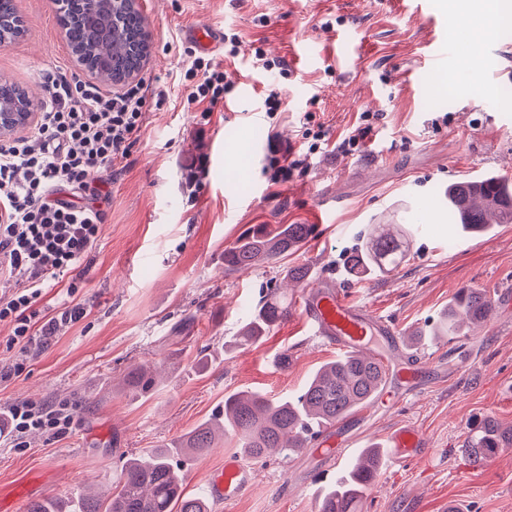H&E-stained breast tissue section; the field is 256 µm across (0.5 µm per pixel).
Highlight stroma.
Returning a JSON list of instances; mask_svg holds the SVG:
<instances>
[{
  "label": "stroma",
  "instance_id": "35a3bbf8",
  "mask_svg": "<svg viewBox=\"0 0 512 512\" xmlns=\"http://www.w3.org/2000/svg\"><path fill=\"white\" fill-rule=\"evenodd\" d=\"M454 3L428 0L418 10L409 0H139L152 39L141 78L164 92L165 103L147 112L128 156L102 175L105 220L77 292L46 290L43 306L79 303L85 317L34 357L0 323V368L12 370L0 381V415L29 400L63 404L74 420L54 436H0V512L106 490L127 458L179 439L229 393H296L337 356L298 313L255 345L235 342L264 289L293 296L284 266L343 273L350 299L404 336L435 323L461 287L493 295L512 288V224L460 236L438 194L452 169L464 179H512V23L484 45L477 72L463 70L464 44L447 26ZM15 4L27 33L0 47V78L27 89L40 88L49 70L85 79L53 0ZM188 24L239 35L237 57L210 55L235 88L207 115L185 106L179 82L190 62L182 47ZM258 47L283 58L289 75L254 69ZM448 75L456 87H437ZM271 89L284 105L269 117L261 104ZM365 112L379 119L360 152H337ZM306 127L323 128L319 151L292 180L272 183L273 149L301 146ZM418 205L428 211L409 261L388 275L347 274L342 254L360 233L401 223ZM255 224H311L315 232L283 263L225 271V247ZM188 316L193 324L180 329ZM201 353L203 370L195 367ZM416 358L437 364L440 378L396 410L371 404L344 424L360 449L411 423L435 453L385 462L361 512H512V448L480 465L461 451L471 421L491 416L512 425V309H495L468 335L425 342ZM140 364L158 381L145 396L126 385ZM239 454L228 437L187 460L188 490L203 492L225 456ZM320 465L307 449L251 462L253 486L221 512H318L321 487L310 477Z\"/></svg>",
  "mask_w": 512,
  "mask_h": 512
}]
</instances>
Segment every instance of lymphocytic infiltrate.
<instances>
[{
    "label": "lymphocytic infiltrate",
    "instance_id": "obj_1",
    "mask_svg": "<svg viewBox=\"0 0 512 512\" xmlns=\"http://www.w3.org/2000/svg\"><path fill=\"white\" fill-rule=\"evenodd\" d=\"M187 106L214 111L233 89L211 60L194 58L184 73ZM45 98L30 135L0 145V323L25 349L43 350L64 325L85 314L80 305L42 314L46 285L67 284L96 243L102 211L78 204L96 195L97 177L126 158L151 104L143 83L103 93L97 85L54 72L44 77ZM13 435L58 434L73 425L58 405L15 402L8 413Z\"/></svg>",
    "mask_w": 512,
    "mask_h": 512
}]
</instances>
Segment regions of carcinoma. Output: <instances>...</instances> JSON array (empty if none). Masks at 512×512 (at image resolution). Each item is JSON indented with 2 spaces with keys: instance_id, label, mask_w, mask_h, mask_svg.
Here are the masks:
<instances>
[{
  "instance_id": "cac0c4a2",
  "label": "carcinoma",
  "mask_w": 512,
  "mask_h": 512,
  "mask_svg": "<svg viewBox=\"0 0 512 512\" xmlns=\"http://www.w3.org/2000/svg\"><path fill=\"white\" fill-rule=\"evenodd\" d=\"M14 0H0V32L15 39L23 34ZM69 46H90L94 62L102 61L103 79L122 81L134 70L146 44L147 22L136 8H112L89 23L87 9L81 3L68 5L60 16ZM26 90L9 79H0V105L20 104ZM448 207V223L464 236L483 235L493 224L512 223V181L495 174L478 180L448 183L443 190ZM416 215L405 224H373L367 235L349 249L346 266L355 276L398 269L412 246ZM313 232L311 224H262L224 249V269L242 271L259 264L274 263L297 252ZM285 280L309 283L308 268L297 264L285 270ZM291 312L287 298L268 292L254 316L240 333V344L260 342ZM493 313L491 296L483 288L465 287L448 304L446 314L424 336H408L411 345L422 339L442 340L459 336L489 319ZM387 367L383 360L353 352L317 368L304 387L283 399L269 398L258 392L238 391L224 397V408L198 424L169 446L154 448L144 459L126 461L109 502L91 494L80 496L64 508L52 500H35L27 512H207L205 501L186 491L182 468L187 458L201 455L213 447L217 435L238 439L244 457L261 460L276 453L284 458L308 447V432L327 428L344 420L355 410L370 404L385 382ZM130 385L139 394L150 393L155 378L149 367L140 365L130 376ZM512 447V426H502L487 417L470 427L463 452L480 464L503 448ZM382 468L379 448L360 450L336 482L321 495L318 512H358L362 493L373 486Z\"/></svg>"
}]
</instances>
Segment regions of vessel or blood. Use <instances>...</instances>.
<instances>
[{
	"label": "vessel or blood",
	"mask_w": 512,
	"mask_h": 512,
	"mask_svg": "<svg viewBox=\"0 0 512 512\" xmlns=\"http://www.w3.org/2000/svg\"><path fill=\"white\" fill-rule=\"evenodd\" d=\"M183 38L197 50L215 49L224 41L221 29L187 25L182 29ZM300 316L312 327L315 336L331 342L343 352H363L383 341L386 353L400 355L402 337L388 323L375 319L368 310L353 303L341 285L322 279L304 286L296 298ZM315 451L324 460L325 470L331 471L345 465L354 451L348 443L334 433L321 431L313 440ZM385 446L394 463L400 464L431 453L432 448L425 433L413 425L393 429L386 437ZM252 484V470L238 458L225 457L224 467L210 479L206 494L215 503L236 501Z\"/></svg>",
	"instance_id": "obj_1"
}]
</instances>
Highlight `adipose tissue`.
I'll return each instance as SVG.
<instances>
[{"label": "adipose tissue", "mask_w": 512, "mask_h": 512, "mask_svg": "<svg viewBox=\"0 0 512 512\" xmlns=\"http://www.w3.org/2000/svg\"><path fill=\"white\" fill-rule=\"evenodd\" d=\"M452 19L454 22L479 27L474 39L469 40L463 60L466 69H476L481 60L485 42L494 38L500 25L512 21V0H460Z\"/></svg>", "instance_id": "obj_1"}]
</instances>
